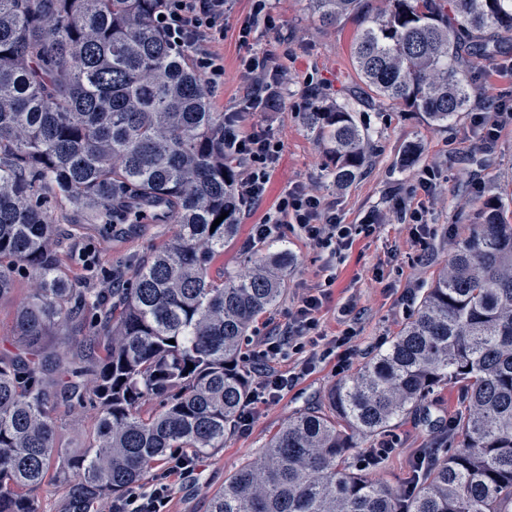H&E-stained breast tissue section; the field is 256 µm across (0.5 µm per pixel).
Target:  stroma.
Returning <instances> with one entry per match:
<instances>
[{
  "label": "stroma",
  "mask_w": 512,
  "mask_h": 512,
  "mask_svg": "<svg viewBox=\"0 0 512 512\" xmlns=\"http://www.w3.org/2000/svg\"><path fill=\"white\" fill-rule=\"evenodd\" d=\"M270 7L281 30L255 28L248 45H241L239 28L247 21L250 0H235L224 22L219 48L224 56V88L210 97L212 111L239 113L243 127L270 125L283 144L279 163L265 199L254 210L241 212L238 236L224 247L225 274H242L253 251L251 228L260 223L285 190L300 185L323 196L346 224H371V235L356 236L352 245L334 253L312 245L298 228L280 225L265 242L266 249H287L291 263L286 290L278 305L256 318L242 344L240 360L249 364L259 339L271 326L284 323L288 309L297 305L308 289L333 276L330 296L318 318L327 336L345 328L355 333V355L345 367L325 355V343L302 338V347L291 350L287 368L299 371L311 352H318L315 370L276 404L258 406L249 430L231 428L223 448L196 457L191 473L173 478L169 512H210L211 500L243 465L254 461L271 437L289 419L311 407L326 406L330 392L356 374L376 352L387 348L413 314L414 303L430 287L436 274L451 259L458 242L466 238L479 201L497 196L512 198V125L505 127L490 149L476 143L475 110L489 99H512V75L499 70L512 60V38H501L493 54L477 58L470 79L475 88L474 111L457 113L447 125H433L423 112L405 104L380 102L362 82L353 46L359 20L347 17L336 25L319 23L310 0H271ZM270 54L287 74L281 106L276 112L246 109L242 97L245 80L240 61L247 50ZM318 81L321 98L350 106L357 124L368 131L375 149L365 173L351 186L336 189L328 175L330 161L323 145L307 130L295 102ZM425 167L442 171L433 192L423 197L428 215L427 245L419 247L412 225L401 222L392 208V194H410L415 173ZM482 192H475L474 182ZM58 247V265L66 277L81 286L105 285L113 275L130 274L134 264L150 250L161 247L173 234L171 224H116L109 234H98L81 224H68ZM351 315H343V308ZM461 390L439 385L424 410L394 421L374 439L359 440L352 449L354 464L362 465L370 481L405 489L413 479L421 452L433 448L445 455L450 441L448 423L460 412ZM94 410L60 407L56 444L61 448L87 447L92 439ZM390 444L392 451L373 466L362 461L374 448Z\"/></svg>",
  "instance_id": "stroma-1"
}]
</instances>
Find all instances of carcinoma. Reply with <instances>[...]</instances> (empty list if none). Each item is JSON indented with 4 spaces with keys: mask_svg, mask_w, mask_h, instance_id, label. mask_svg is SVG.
I'll return each instance as SVG.
<instances>
[{
    "mask_svg": "<svg viewBox=\"0 0 512 512\" xmlns=\"http://www.w3.org/2000/svg\"><path fill=\"white\" fill-rule=\"evenodd\" d=\"M327 26L354 15V58L383 102L435 124L470 108L468 73L512 34V0H310ZM156 0H0V298L16 275L32 292L0 353V512H38L50 479L69 512L119 497L171 451L224 447L251 389L239 345L279 303L288 251L257 253L245 275L212 269L239 231L236 174L224 166V113L213 112L187 54L157 27ZM306 128L338 188L370 162V136L345 105H314ZM176 230L122 288L71 284L56 261L60 221ZM485 200L403 331L328 405L288 421L241 467L212 512H512V222ZM223 222L212 227L221 216ZM68 337L73 356L49 337ZM175 343H169V340ZM192 366H187V363ZM465 393L448 456L403 492L349 462L440 384ZM91 405L93 443L59 448L56 408Z\"/></svg>",
    "mask_w": 512,
    "mask_h": 512,
    "instance_id": "1",
    "label": "carcinoma"
}]
</instances>
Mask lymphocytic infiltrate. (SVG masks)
I'll return each instance as SVG.
<instances>
[{
  "label": "lymphocytic infiltrate",
  "mask_w": 512,
  "mask_h": 512,
  "mask_svg": "<svg viewBox=\"0 0 512 512\" xmlns=\"http://www.w3.org/2000/svg\"><path fill=\"white\" fill-rule=\"evenodd\" d=\"M232 0H159L161 16L158 28L168 42L178 43L188 52L195 71L205 79L210 92L224 86V59L216 43L224 34V17ZM247 83L246 101L255 108L272 112L280 104V86L283 71L264 53H254L242 62ZM283 145L265 125L257 124L250 131H241L236 113L224 115V159L238 170L237 200L244 208L260 204L264 198L272 172L279 162ZM296 224L307 240L315 245L341 249L352 244L354 232L370 233L371 225L353 226L343 223L335 209L324 197L296 186L285 190L272 211L267 212L261 224L253 228V239L266 240L277 225ZM326 298L317 290L303 295L288 313L287 325L266 335L262 350L254 356L255 385L237 417L240 430H249L253 423V408L258 404L277 401L294 386L300 375L309 374L315 367L314 359H307L297 373L272 369V360L281 356L286 345L296 342L319 326L317 315ZM193 458L189 454L173 455L165 475L156 477L146 490H130L112 505V512H167L171 487L169 476L185 473Z\"/></svg>",
  "instance_id": "obj_1"
}]
</instances>
